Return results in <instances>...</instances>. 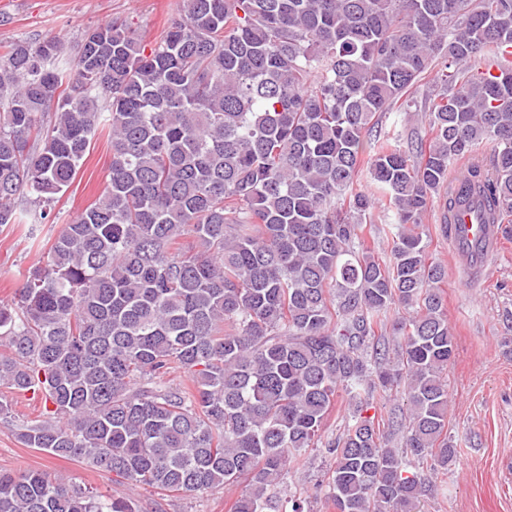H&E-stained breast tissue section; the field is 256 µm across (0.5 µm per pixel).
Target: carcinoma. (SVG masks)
Wrapping results in <instances>:
<instances>
[{"label": "carcinoma", "instance_id": "cac0c4a2", "mask_svg": "<svg viewBox=\"0 0 512 512\" xmlns=\"http://www.w3.org/2000/svg\"><path fill=\"white\" fill-rule=\"evenodd\" d=\"M93 32L70 68L54 37L0 54V226L48 222L100 129L111 156L103 194L0 302V386L53 405L18 438L158 495L245 477L231 512H310L270 488L344 391L334 512H417L455 458L448 269L417 228L446 187L444 236L465 210L512 236V0H182L149 46L119 19ZM436 69L426 135L379 129ZM364 169L395 212L384 258ZM401 386L391 448L363 411ZM0 512L134 510L26 470L0 472Z\"/></svg>", "mask_w": 512, "mask_h": 512}]
</instances>
